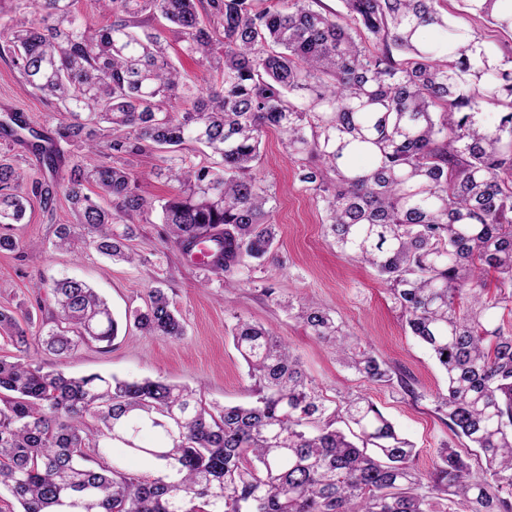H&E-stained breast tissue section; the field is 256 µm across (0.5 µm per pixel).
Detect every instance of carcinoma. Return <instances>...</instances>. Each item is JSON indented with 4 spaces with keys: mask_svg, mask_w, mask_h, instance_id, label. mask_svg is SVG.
<instances>
[{
    "mask_svg": "<svg viewBox=\"0 0 512 512\" xmlns=\"http://www.w3.org/2000/svg\"><path fill=\"white\" fill-rule=\"evenodd\" d=\"M72 2L14 0L0 21V57L68 114L58 138L110 150L101 164L75 163L63 182L37 187L49 204L63 186L75 216L57 225L53 245L87 241L134 261L129 221L154 202L128 164L157 150L158 175L177 189L159 203L173 242L187 255L208 241L209 271L248 274L276 254L272 197L253 169L263 134L278 131L303 161L300 181L326 213L325 235L377 271L446 374L438 408L485 469L475 475L446 446L429 474L417 472L413 445L368 397L330 407L282 340L240 320L233 344L258 386L248 406L209 403L163 379L74 378L0 359V490L19 512H512V325L499 317L512 315V56L497 58L448 19L445 0H343L360 37L312 8L316 0L262 11L252 0H208L206 22L196 0H100L112 16L100 28ZM464 13L512 33V0H464ZM157 15L174 26L182 53L216 74L206 89L145 28ZM430 28L446 38L427 42ZM486 104L502 108L493 125L477 120ZM0 129L59 167V153L18 114ZM194 144L214 160H188ZM358 155L371 164L347 165ZM23 179L0 161V249L27 247L6 233L26 214ZM89 183L113 209L85 192ZM51 292L55 311L38 332L46 350L112 345L120 326L93 288L63 278ZM287 309L346 367L392 383L391 369L353 347L329 312ZM132 318L148 336L185 334L160 287ZM0 332L28 343L1 310ZM146 432L159 443L142 445ZM118 445L149 456L158 476L114 467Z\"/></svg>",
    "mask_w": 512,
    "mask_h": 512,
    "instance_id": "obj_1",
    "label": "carcinoma"
}]
</instances>
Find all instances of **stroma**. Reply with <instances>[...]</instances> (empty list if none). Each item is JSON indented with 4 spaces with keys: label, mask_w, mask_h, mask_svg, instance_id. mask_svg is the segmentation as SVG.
<instances>
[{
    "label": "stroma",
    "mask_w": 512,
    "mask_h": 512,
    "mask_svg": "<svg viewBox=\"0 0 512 512\" xmlns=\"http://www.w3.org/2000/svg\"><path fill=\"white\" fill-rule=\"evenodd\" d=\"M23 113L27 122L53 136L62 116L51 101L38 96L0 58V114ZM8 155L26 176L22 192L31 196L23 223L13 235L28 243L25 251L0 250V310L30 319V332L54 308L51 280L73 277L105 297L123 327L110 348L88 343L63 358L31 342L27 355L0 338V359L19 357L69 376L96 373L121 380L163 379L200 391L206 401L247 404L254 400V381L235 349L231 329L237 320L258 323L288 343L299 356L317 390L326 399L345 393L364 394L413 442L415 468L429 472L442 446L468 454L465 438L457 436L437 408L447 388L445 375L429 351L410 335L386 286L369 266L337 252L323 234L325 213L299 180L300 161L291 159L275 131L262 137L254 172L275 195L277 262L255 267L248 281L219 279L187 261L165 234L159 211L136 216L129 242L135 264L111 262L90 244L73 251L51 246L53 229L74 220L64 194L51 207L32 196L35 183L52 175L25 145L0 139V156ZM166 289L185 326L179 339L143 334L125 322L127 314L145 307L151 288ZM310 300L329 310L360 347L373 352L391 369L389 385L365 381L344 367L330 346L288 316L282 301Z\"/></svg>",
    "instance_id": "1"
}]
</instances>
